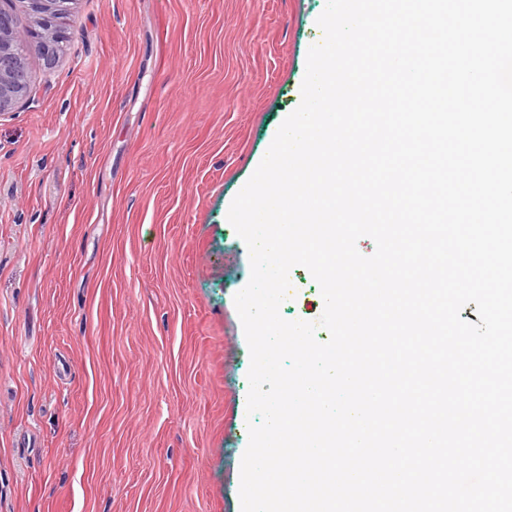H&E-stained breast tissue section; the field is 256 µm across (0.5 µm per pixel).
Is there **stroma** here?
Returning <instances> with one entry per match:
<instances>
[{
	"label": "stroma",
	"instance_id": "1",
	"mask_svg": "<svg viewBox=\"0 0 512 512\" xmlns=\"http://www.w3.org/2000/svg\"><path fill=\"white\" fill-rule=\"evenodd\" d=\"M327 0H68L0 116V512H241L250 356L227 219ZM280 306L315 322L297 265Z\"/></svg>",
	"mask_w": 512,
	"mask_h": 512
}]
</instances>
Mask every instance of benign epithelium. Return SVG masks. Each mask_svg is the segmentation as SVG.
<instances>
[{"instance_id": "benign-epithelium-1", "label": "benign epithelium", "mask_w": 512, "mask_h": 512, "mask_svg": "<svg viewBox=\"0 0 512 512\" xmlns=\"http://www.w3.org/2000/svg\"><path fill=\"white\" fill-rule=\"evenodd\" d=\"M18 8H0V116L14 109L29 87L23 51L15 41V31L23 17L37 19L36 37L44 59L51 65L62 48L59 32L64 30L65 4L69 0H16Z\"/></svg>"}]
</instances>
